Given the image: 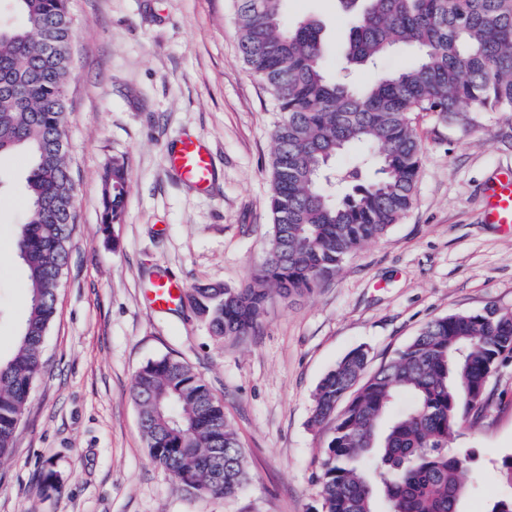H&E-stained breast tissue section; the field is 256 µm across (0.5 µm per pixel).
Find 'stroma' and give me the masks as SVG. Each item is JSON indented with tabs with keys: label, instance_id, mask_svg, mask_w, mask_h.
<instances>
[{
	"label": "stroma",
	"instance_id": "obj_1",
	"mask_svg": "<svg viewBox=\"0 0 512 512\" xmlns=\"http://www.w3.org/2000/svg\"><path fill=\"white\" fill-rule=\"evenodd\" d=\"M76 37L66 137L76 222L44 369L10 451L0 457V512H323L321 467L331 423L312 426L313 396L351 350L370 369L429 321L488 303L512 308V233L482 221L497 169L512 167L503 115L442 124L420 113L424 155L410 211L345 259L312 293L273 297L253 335L217 341L190 312L160 310L153 284L246 286L267 250L271 133L277 114L243 63L231 0H70ZM289 21L315 18L339 70L351 20L337 0H287ZM213 152L203 193L165 162L181 136ZM126 157L121 224L101 222L102 178ZM27 154L0 160V359L24 321L28 272L15 241L28 207ZM201 374L245 450L235 496L191 493L151 462L130 398L137 369L163 356ZM453 449L470 456L460 512L512 495V358L491 377L479 418ZM53 467L57 487L43 471Z\"/></svg>",
	"mask_w": 512,
	"mask_h": 512
}]
</instances>
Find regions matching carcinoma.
<instances>
[{
  "label": "carcinoma",
  "instance_id": "1",
  "mask_svg": "<svg viewBox=\"0 0 512 512\" xmlns=\"http://www.w3.org/2000/svg\"><path fill=\"white\" fill-rule=\"evenodd\" d=\"M18 21L0 23V159L31 158L29 214L15 243L28 269L26 318L14 355L0 361V456L11 448L42 368L46 332L76 222L66 138L68 0H11ZM285 0H234L241 58L279 119L270 161L272 227L266 258L246 288L181 289L188 309L219 339L253 333L272 295L311 292L365 244L383 238L412 207L423 156L414 115L437 121L469 112L512 120V0H339L351 14L341 71L327 74L323 27L289 25ZM409 49L414 62L363 87L345 74L377 69ZM353 150L349 168L333 166ZM130 170L112 158L103 176V223H122ZM512 357V309L434 319L394 358L368 371L348 353L320 381L311 423L334 421L321 462L325 512H459L471 458L448 444L485 402L488 382ZM130 396L149 458L201 496L235 495L248 481L243 449L224 403L185 362L152 360ZM411 406L396 413L401 398ZM344 408H339V405Z\"/></svg>",
  "mask_w": 512,
  "mask_h": 512
}]
</instances>
